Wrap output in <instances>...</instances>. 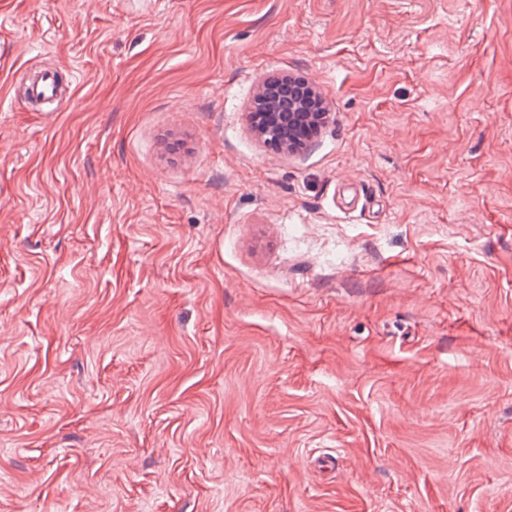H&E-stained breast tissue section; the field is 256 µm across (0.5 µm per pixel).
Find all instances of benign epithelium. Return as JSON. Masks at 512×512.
I'll return each mask as SVG.
<instances>
[{"label": "benign epithelium", "instance_id": "obj_1", "mask_svg": "<svg viewBox=\"0 0 512 512\" xmlns=\"http://www.w3.org/2000/svg\"><path fill=\"white\" fill-rule=\"evenodd\" d=\"M322 94L305 80L284 74L259 83L247 118L252 135L268 148L291 153L330 120Z\"/></svg>", "mask_w": 512, "mask_h": 512}]
</instances>
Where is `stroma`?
I'll use <instances>...</instances> for the list:
<instances>
[{"mask_svg":"<svg viewBox=\"0 0 512 512\" xmlns=\"http://www.w3.org/2000/svg\"><path fill=\"white\" fill-rule=\"evenodd\" d=\"M0 512H512V0H0ZM61 70L55 67H43L31 72L25 82L24 92L33 103L49 99L60 93L59 75ZM322 94L305 80L284 74L259 83L247 118L252 135L265 147L291 153L330 120Z\"/></svg>","mask_w":512,"mask_h":512,"instance_id":"obj_1","label":"stroma"}]
</instances>
